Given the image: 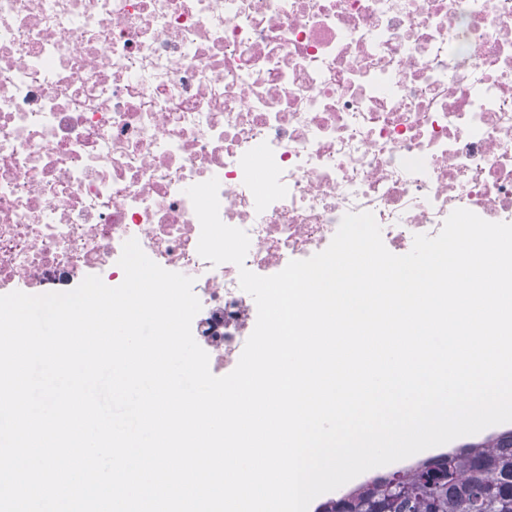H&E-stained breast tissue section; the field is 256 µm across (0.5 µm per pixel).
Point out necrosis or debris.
Wrapping results in <instances>:
<instances>
[{
    "instance_id": "4bbe7bcc",
    "label": "necrosis or debris",
    "mask_w": 512,
    "mask_h": 512,
    "mask_svg": "<svg viewBox=\"0 0 512 512\" xmlns=\"http://www.w3.org/2000/svg\"><path fill=\"white\" fill-rule=\"evenodd\" d=\"M213 177L261 276L349 212L398 252L512 223V0H0V292L118 286L133 237L235 368L256 304L185 193Z\"/></svg>"
}]
</instances>
